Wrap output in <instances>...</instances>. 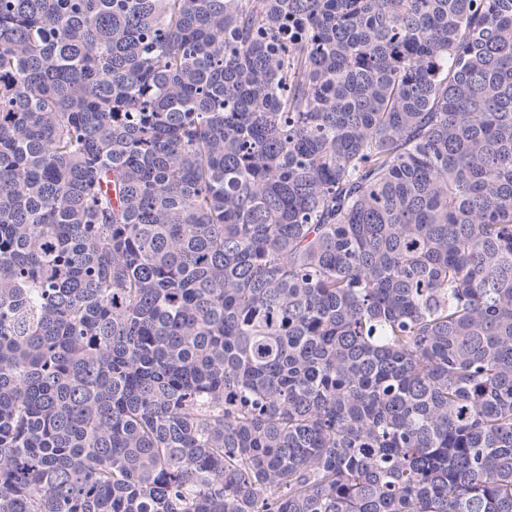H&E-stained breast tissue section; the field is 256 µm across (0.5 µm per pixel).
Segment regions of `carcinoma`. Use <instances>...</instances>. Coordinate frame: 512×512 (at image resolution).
Listing matches in <instances>:
<instances>
[{
	"label": "carcinoma",
	"mask_w": 512,
	"mask_h": 512,
	"mask_svg": "<svg viewBox=\"0 0 512 512\" xmlns=\"http://www.w3.org/2000/svg\"><path fill=\"white\" fill-rule=\"evenodd\" d=\"M0 512H512V0H0Z\"/></svg>",
	"instance_id": "cac0c4a2"
}]
</instances>
